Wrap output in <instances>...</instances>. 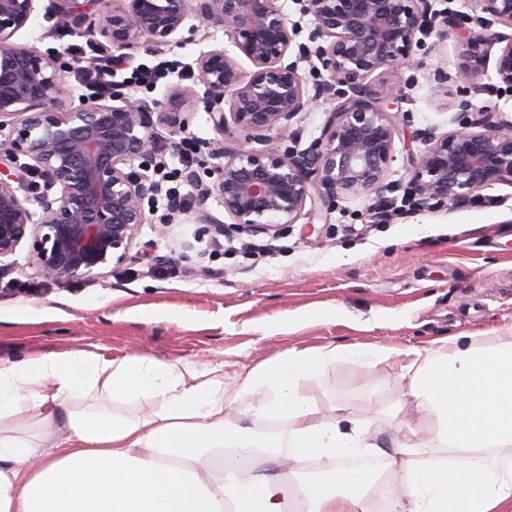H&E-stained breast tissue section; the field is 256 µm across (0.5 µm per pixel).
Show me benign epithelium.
<instances>
[{"instance_id": "obj_1", "label": "benign epithelium", "mask_w": 512, "mask_h": 512, "mask_svg": "<svg viewBox=\"0 0 512 512\" xmlns=\"http://www.w3.org/2000/svg\"><path fill=\"white\" fill-rule=\"evenodd\" d=\"M37 0H0V118L11 119L0 144V259L29 245L32 275L51 281L93 277L130 258L135 236L147 221L143 203L159 183L133 171L152 160L156 122L181 128L180 114L205 105L215 128L231 126L237 146L219 142L211 155L216 179L203 189L232 220L212 221L199 210V234L231 228L279 234L286 224L321 216L339 195L377 197L390 188L396 124L389 111L403 97L399 87L375 88L387 71L417 69L413 47L448 38L451 18L432 0H302L323 44L313 55L322 73L310 84L289 60L298 35L280 0H112L103 13L98 0H48L45 17L71 32L103 37L117 51L143 44L168 45L182 30L203 27L228 36L237 55L224 48L197 59L196 88H173L164 110L132 94L84 100L69 106L72 89L59 53H41L14 40L33 20ZM475 26L460 34L468 49L497 44L493 70L498 88L512 91V0H477ZM509 29L494 31L493 26ZM298 55L308 52L298 46ZM254 70L243 75L237 56ZM319 98L333 100L321 136L308 148L279 151L295 119ZM459 128L429 130L424 148L410 160L409 194L417 205H456L496 185L512 186V120L503 112L463 97ZM43 176L33 211L13 182L20 157Z\"/></svg>"}]
</instances>
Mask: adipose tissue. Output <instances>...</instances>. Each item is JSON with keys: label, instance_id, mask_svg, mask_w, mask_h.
<instances>
[{"label": "adipose tissue", "instance_id": "1", "mask_svg": "<svg viewBox=\"0 0 512 512\" xmlns=\"http://www.w3.org/2000/svg\"><path fill=\"white\" fill-rule=\"evenodd\" d=\"M347 356L398 366L431 432L397 420L385 452L367 428L318 416L302 384ZM95 390L98 403L76 404ZM111 399L158 409L118 416ZM25 410L36 428L16 422ZM227 449L229 471L215 464ZM380 452L398 476L384 512H512V327L437 350L291 349L240 375L231 397L220 367L87 348L0 358V512H374L378 475L340 461Z\"/></svg>", "mask_w": 512, "mask_h": 512}]
</instances>
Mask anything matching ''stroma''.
<instances>
[{"instance_id": "stroma-1", "label": "stroma", "mask_w": 512, "mask_h": 512, "mask_svg": "<svg viewBox=\"0 0 512 512\" xmlns=\"http://www.w3.org/2000/svg\"><path fill=\"white\" fill-rule=\"evenodd\" d=\"M18 41L39 51L65 50L79 42L43 15H35ZM223 33L159 49L138 48L129 68L161 60L195 65L200 51L229 46ZM484 63L467 64L468 49L456 32L435 50H418L420 69L388 73L405 97L394 119L396 159L384 199L342 195L318 231L288 224L278 237L241 232L213 245L194 241L195 225L162 223L161 201H145L147 216L136 235L132 258L94 278L50 281L27 275L28 248L20 246L8 275L13 290L0 292V358L63 353L88 347L108 358L130 354L200 368L224 367V387L239 373L291 349L356 343L401 347L431 345L448 336H481L512 325V187L497 185L455 207L411 209L405 197L410 158L422 147L419 131L457 129L453 107L461 93L512 116V92H496L495 47ZM451 79L440 92L430 82L435 68ZM179 134L157 127V159L179 165L177 136L199 142L197 170L213 180L218 142L236 145L235 130L214 128L204 106L186 115ZM429 225L428 234L415 232ZM194 241L188 258L165 266L160 257ZM287 327L265 336L277 319ZM398 369H368L346 358L327 365L302 385L322 414L368 422L386 435L404 403Z\"/></svg>"}]
</instances>
